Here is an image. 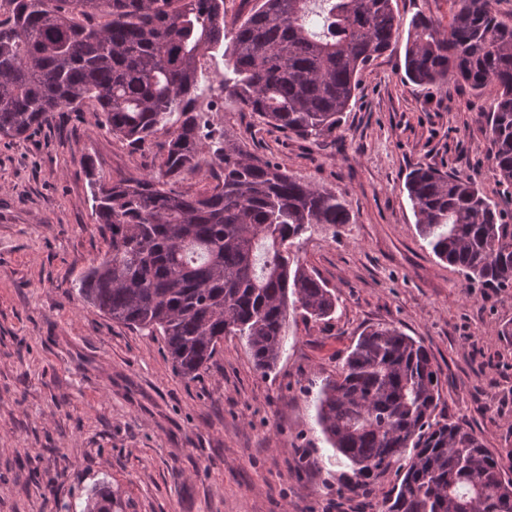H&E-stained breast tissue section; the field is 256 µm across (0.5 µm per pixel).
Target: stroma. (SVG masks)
I'll return each mask as SVG.
<instances>
[{"mask_svg":"<svg viewBox=\"0 0 512 512\" xmlns=\"http://www.w3.org/2000/svg\"><path fill=\"white\" fill-rule=\"evenodd\" d=\"M399 37L363 71L335 139L314 145L232 100L209 117L226 137L294 177L336 192L352 221L317 225L304 266L338 297L331 319L290 320L276 367L256 370L225 337L187 381L162 336L113 321L78 293L107 246L83 159L108 179L159 171L168 136L138 146L99 124L94 104L0 139V512H83L95 488L113 512H372L399 476L340 494L348 468L315 422L322 381L349 347L389 324L421 341L440 378L438 419L493 454L512 452V288H469L417 233L404 189L424 164L475 180L512 224V192L492 170L482 117L490 94L419 87ZM311 449L301 464L297 449Z\"/></svg>","mask_w":512,"mask_h":512,"instance_id":"1","label":"stroma"}]
</instances>
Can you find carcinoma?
Masks as SVG:
<instances>
[{
    "label": "carcinoma",
    "mask_w": 512,
    "mask_h": 512,
    "mask_svg": "<svg viewBox=\"0 0 512 512\" xmlns=\"http://www.w3.org/2000/svg\"><path fill=\"white\" fill-rule=\"evenodd\" d=\"M0 22V137L95 104L101 125L133 146L170 134L157 175L112 181L85 162L105 257L80 282L85 302L163 337L193 380L226 336L273 371L291 315L321 320L335 292L298 257L317 224L351 223L346 201L262 161L212 127L199 102L224 95L262 123L314 143L336 137L361 71L402 25L392 0H260L233 32L224 0H9ZM448 30L418 13L407 77L494 96L486 121L492 170L512 186V24L492 0H451ZM105 21L99 22L97 18ZM224 49V75L200 58ZM217 167L199 195L167 180ZM416 230L469 288H512V224L469 177L419 166L405 182ZM440 380L427 348L393 325L365 329L315 398L316 423L357 494L391 468L400 484L376 512H512V472L469 428L436 419ZM98 490L87 512H111Z\"/></svg>",
    "instance_id": "obj_1"
}]
</instances>
